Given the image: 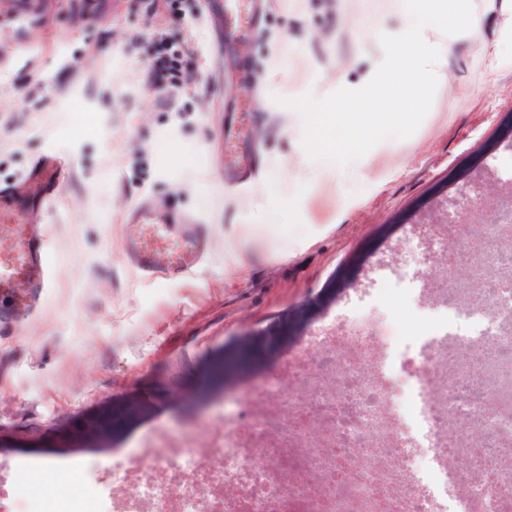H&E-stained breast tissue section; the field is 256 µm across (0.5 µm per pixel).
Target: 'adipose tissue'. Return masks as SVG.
Instances as JSON below:
<instances>
[{
    "label": "adipose tissue",
    "mask_w": 512,
    "mask_h": 512,
    "mask_svg": "<svg viewBox=\"0 0 512 512\" xmlns=\"http://www.w3.org/2000/svg\"><path fill=\"white\" fill-rule=\"evenodd\" d=\"M401 2L402 23L380 33L389 51L362 88L332 93L315 81L303 94L302 111L340 113L346 141L366 143L373 138L369 113L404 119L415 99L436 97L448 83L459 40L472 36L484 16L498 18L503 31L501 46L487 57L488 68L499 69L504 47H512V0H480L477 9L457 13L449 12L447 0Z\"/></svg>",
    "instance_id": "ef3b65f1"
}]
</instances>
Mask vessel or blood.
Instances as JSON below:
<instances>
[{
    "label": "vessel or blood",
    "mask_w": 512,
    "mask_h": 512,
    "mask_svg": "<svg viewBox=\"0 0 512 512\" xmlns=\"http://www.w3.org/2000/svg\"><path fill=\"white\" fill-rule=\"evenodd\" d=\"M224 31L234 36L256 22V0H221ZM40 192L50 197L59 192L52 157L37 164ZM137 233L125 242L133 268L148 280H178L193 274L208 252V227L196 216L171 213L159 216L140 205L129 216ZM50 243L31 234L29 225L0 220V327L17 316H33L51 286Z\"/></svg>",
    "instance_id": "1"
}]
</instances>
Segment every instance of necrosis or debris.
I'll use <instances>...</instances> for the list:
<instances>
[{
  "label": "necrosis or debris",
  "mask_w": 512,
  "mask_h": 512,
  "mask_svg": "<svg viewBox=\"0 0 512 512\" xmlns=\"http://www.w3.org/2000/svg\"><path fill=\"white\" fill-rule=\"evenodd\" d=\"M449 220L468 254L448 269L452 294L430 289L441 226L409 235L394 268L373 267V291L321 324L253 404L220 403L198 440L154 431L133 466L79 459L67 495L19 512H219L223 484L234 495L220 512L274 500L282 512H512V208L473 184ZM482 282L486 299L467 301Z\"/></svg>",
  "instance_id": "1"
}]
</instances>
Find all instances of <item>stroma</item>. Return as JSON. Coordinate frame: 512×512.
I'll use <instances>...</instances> for the list:
<instances>
[{"mask_svg":"<svg viewBox=\"0 0 512 512\" xmlns=\"http://www.w3.org/2000/svg\"><path fill=\"white\" fill-rule=\"evenodd\" d=\"M399 0H268L261 31L224 44L216 0L170 16L158 0H11L0 8V185L29 191L45 154L64 191L30 203L49 233L53 286L37 316L0 331V440L29 472L67 473L80 449L113 457L158 429L191 436L227 398L281 375L312 332L369 286L372 267L436 221L456 191L499 185L489 163L512 145V59L489 72L486 19L462 40L443 112L381 122L366 146L336 150V173L259 190L224 185L227 104L246 106L261 171L299 164L290 105L314 79L359 86L384 49L360 32L391 29ZM185 47L174 103L146 88L149 40ZM320 69H313V62ZM283 80L269 85V72ZM281 204L266 211L267 196ZM208 224V257L182 280L141 279L126 261L127 214L142 202ZM247 355L245 368L215 366Z\"/></svg>","mask_w":512,"mask_h":512,"instance_id":"stroma-1","label":"stroma"}]
</instances>
